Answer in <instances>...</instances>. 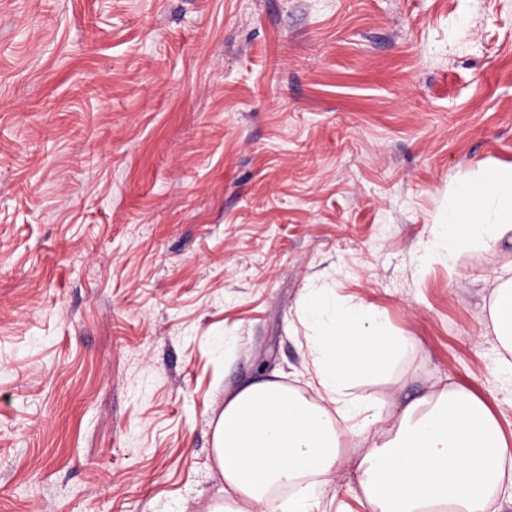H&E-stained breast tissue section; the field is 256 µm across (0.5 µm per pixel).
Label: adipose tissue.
<instances>
[{"instance_id": "adipose-tissue-1", "label": "adipose tissue", "mask_w": 512, "mask_h": 512, "mask_svg": "<svg viewBox=\"0 0 512 512\" xmlns=\"http://www.w3.org/2000/svg\"><path fill=\"white\" fill-rule=\"evenodd\" d=\"M444 218L433 225L432 256L456 263V244L512 237V165L480 167L449 188ZM318 402L274 381L252 383L225 400L214 454L224 502L266 512H316L310 478L335 471L349 442L370 440L356 465L370 512H490L494 495L512 499V447L479 398L446 386L382 411L352 396L354 380L388 367L414 342L389 333L370 308H340L330 290L301 301ZM498 360L512 371V268L499 278L489 310ZM291 495L274 497L275 489Z\"/></svg>"}]
</instances>
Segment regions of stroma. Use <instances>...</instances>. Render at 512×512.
I'll use <instances>...</instances> for the list:
<instances>
[{
	"label": "stroma",
	"instance_id": "obj_1",
	"mask_svg": "<svg viewBox=\"0 0 512 512\" xmlns=\"http://www.w3.org/2000/svg\"><path fill=\"white\" fill-rule=\"evenodd\" d=\"M512 164V0H0V512H212L226 396L310 393L306 289L512 443L486 327L512 240L429 261ZM322 512H370L350 462Z\"/></svg>",
	"mask_w": 512,
	"mask_h": 512
}]
</instances>
